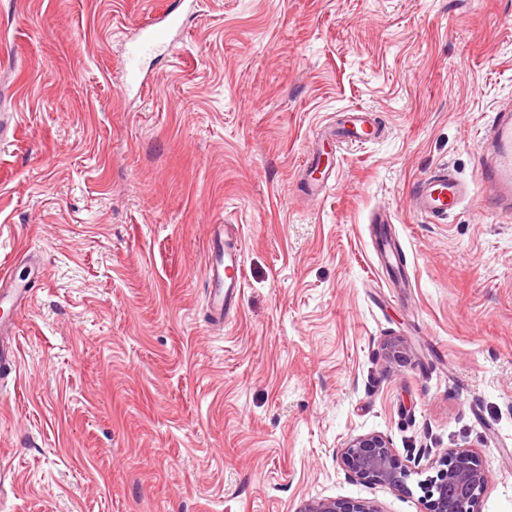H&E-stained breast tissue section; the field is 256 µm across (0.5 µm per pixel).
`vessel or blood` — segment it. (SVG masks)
<instances>
[{"label":"vessel or blood","mask_w":512,"mask_h":512,"mask_svg":"<svg viewBox=\"0 0 512 512\" xmlns=\"http://www.w3.org/2000/svg\"><path fill=\"white\" fill-rule=\"evenodd\" d=\"M383 127L375 120L355 114L343 126L342 136L351 145H368L381 139ZM487 144V165L481 177L486 187L485 197L458 179L448 168L439 167L421 179L411 194V205L437 223L447 222L449 215L462 204L483 210L485 202H492L506 214L512 213V109L497 112L490 128L484 134ZM243 241L231 227H215L207 245L204 282L208 296L211 322L223 323L234 308L243 280ZM14 325L0 322V370L17 371L20 358Z\"/></svg>","instance_id":"1"}]
</instances>
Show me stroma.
I'll return each instance as SVG.
<instances>
[{
  "label": "stroma",
  "mask_w": 512,
  "mask_h": 512,
  "mask_svg": "<svg viewBox=\"0 0 512 512\" xmlns=\"http://www.w3.org/2000/svg\"><path fill=\"white\" fill-rule=\"evenodd\" d=\"M170 3L0 0V274L42 260L31 300L0 306L20 353L0 378V512H424L451 448L490 473L479 512H512V223L410 206L436 167L477 178L478 132L512 99V0H195L122 95L130 42ZM351 109L386 135L337 144ZM213 224L244 241L221 327ZM369 433L404 487L340 466ZM297 512H376L364 501H347L344 499H320L306 503Z\"/></svg>",
  "instance_id": "1"
}]
</instances>
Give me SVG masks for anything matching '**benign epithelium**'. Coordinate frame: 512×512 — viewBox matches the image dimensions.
Here are the masks:
<instances>
[{"label": "benign epithelium", "instance_id": "obj_1", "mask_svg": "<svg viewBox=\"0 0 512 512\" xmlns=\"http://www.w3.org/2000/svg\"><path fill=\"white\" fill-rule=\"evenodd\" d=\"M387 362L399 361L406 347L398 339L383 345ZM340 463L346 473L358 480L399 488L410 470L395 453L390 442L379 434L349 438L341 449ZM489 481L480 456L467 448L450 449L439 460L436 475L420 483L425 512H476ZM297 512H375L364 501L320 499L306 503Z\"/></svg>", "mask_w": 512, "mask_h": 512}]
</instances>
